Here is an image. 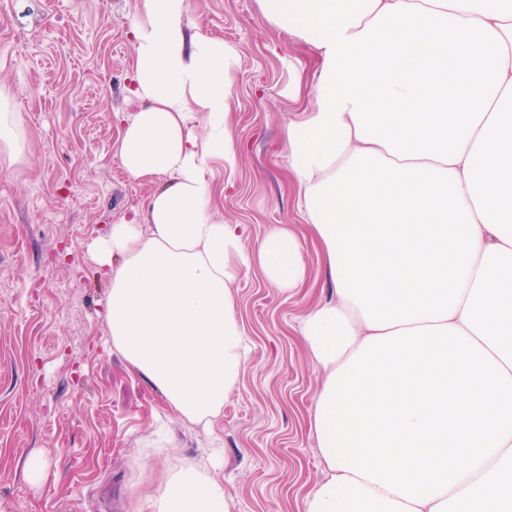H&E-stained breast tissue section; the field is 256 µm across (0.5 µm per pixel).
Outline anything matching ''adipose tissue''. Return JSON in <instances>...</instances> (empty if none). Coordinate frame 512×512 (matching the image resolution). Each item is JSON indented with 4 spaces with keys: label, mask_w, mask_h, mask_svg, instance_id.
<instances>
[{
    "label": "adipose tissue",
    "mask_w": 512,
    "mask_h": 512,
    "mask_svg": "<svg viewBox=\"0 0 512 512\" xmlns=\"http://www.w3.org/2000/svg\"><path fill=\"white\" fill-rule=\"evenodd\" d=\"M312 46L313 104L288 124V172L334 285L301 334L324 381L310 433L326 476L303 512H512V0H259ZM186 0H138L134 95L117 154L167 174L146 216L92 248L112 349L181 416L210 422L247 361L231 284L306 278L301 239L255 251L213 220L206 173L234 168L236 60L188 35ZM0 90V166L26 145ZM203 135H195L194 123ZM154 512H230L221 480L173 466Z\"/></svg>",
    "instance_id": "obj_1"
}]
</instances>
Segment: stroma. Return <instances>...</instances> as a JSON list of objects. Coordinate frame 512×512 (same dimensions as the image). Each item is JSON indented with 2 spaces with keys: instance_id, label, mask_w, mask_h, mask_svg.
Instances as JSON below:
<instances>
[{
  "instance_id": "obj_1",
  "label": "stroma",
  "mask_w": 512,
  "mask_h": 512,
  "mask_svg": "<svg viewBox=\"0 0 512 512\" xmlns=\"http://www.w3.org/2000/svg\"><path fill=\"white\" fill-rule=\"evenodd\" d=\"M137 0H0V85L11 89L28 152L0 169V512H153L175 464L206 465L232 512H300L325 477L309 432L324 374L300 334L332 296L288 173L286 126L308 107L317 55L278 35L257 0H188L186 26L238 56L228 123L233 174L208 173L214 220L244 224L246 249L285 225L307 275L281 295L258 269L232 283L249 347L210 424L192 423L112 349L107 277L90 246L162 180H133L116 154L129 114ZM40 460V480L23 465Z\"/></svg>"
}]
</instances>
